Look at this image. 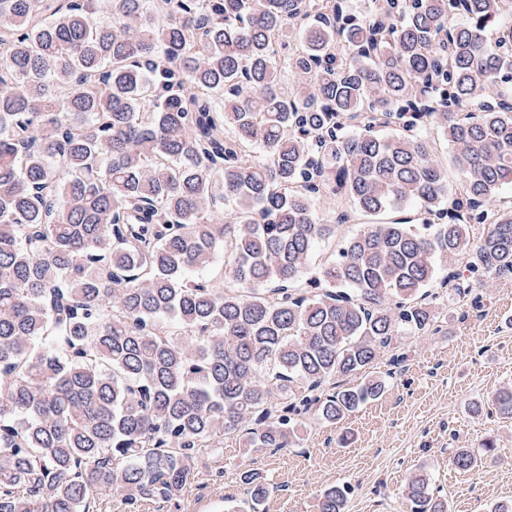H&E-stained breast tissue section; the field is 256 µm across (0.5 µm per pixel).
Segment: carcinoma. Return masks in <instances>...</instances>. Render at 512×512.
<instances>
[{
    "label": "carcinoma",
    "mask_w": 512,
    "mask_h": 512,
    "mask_svg": "<svg viewBox=\"0 0 512 512\" xmlns=\"http://www.w3.org/2000/svg\"><path fill=\"white\" fill-rule=\"evenodd\" d=\"M368 2L0 0V512L171 500L226 439L292 448L512 275V0ZM239 481L225 512H261L266 476ZM430 484L406 512H448Z\"/></svg>",
    "instance_id": "1"
}]
</instances>
